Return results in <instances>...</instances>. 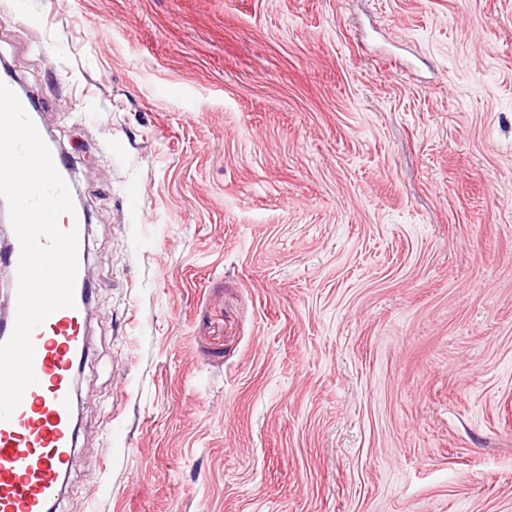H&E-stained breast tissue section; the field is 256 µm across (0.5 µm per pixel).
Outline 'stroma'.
Masks as SVG:
<instances>
[{"label": "stroma", "mask_w": 512, "mask_h": 512, "mask_svg": "<svg viewBox=\"0 0 512 512\" xmlns=\"http://www.w3.org/2000/svg\"><path fill=\"white\" fill-rule=\"evenodd\" d=\"M88 212L56 512H512V0H0Z\"/></svg>", "instance_id": "stroma-1"}]
</instances>
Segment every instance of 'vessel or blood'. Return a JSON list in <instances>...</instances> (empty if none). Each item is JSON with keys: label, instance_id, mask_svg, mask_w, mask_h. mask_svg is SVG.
Here are the masks:
<instances>
[{"label": "vessel or blood", "instance_id": "1", "mask_svg": "<svg viewBox=\"0 0 512 512\" xmlns=\"http://www.w3.org/2000/svg\"><path fill=\"white\" fill-rule=\"evenodd\" d=\"M87 248H78L75 305L36 328L33 371L11 417L0 420V512H55L77 444L73 425L76 373L88 350Z\"/></svg>", "mask_w": 512, "mask_h": 512}]
</instances>
